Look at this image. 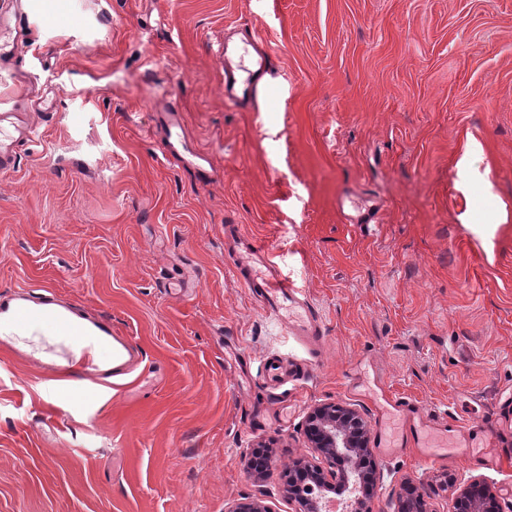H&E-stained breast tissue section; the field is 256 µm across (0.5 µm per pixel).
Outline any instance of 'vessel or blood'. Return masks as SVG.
Listing matches in <instances>:
<instances>
[{
	"instance_id": "1",
	"label": "vessel or blood",
	"mask_w": 512,
	"mask_h": 512,
	"mask_svg": "<svg viewBox=\"0 0 512 512\" xmlns=\"http://www.w3.org/2000/svg\"><path fill=\"white\" fill-rule=\"evenodd\" d=\"M256 36V31H249L237 46L224 49V102L228 106L254 105L260 82L270 72V57L257 49ZM159 128L163 156H179L185 145L180 112L170 109L161 113ZM31 140V128L14 113H0V170L13 169L18 148ZM228 253L237 277L258 305L285 318L294 338L318 345L322 338L319 318L302 289L281 276L270 245L236 235L228 244ZM23 336L63 351V360L52 368L53 378L78 385L84 401H95L108 379L128 371L117 361L109 321L78 315L52 297L23 292L0 296V345H16ZM371 401L379 421L374 445L381 455L394 456L409 449L421 462L431 463L452 453L491 470L512 463V452L499 448L481 428L460 430L426 415L421 406L403 398L376 394Z\"/></svg>"
}]
</instances>
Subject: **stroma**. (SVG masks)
<instances>
[{"label": "stroma", "instance_id": "35a3bbf8", "mask_svg": "<svg viewBox=\"0 0 512 512\" xmlns=\"http://www.w3.org/2000/svg\"><path fill=\"white\" fill-rule=\"evenodd\" d=\"M0 25V111L37 126L0 172V294L43 289L136 354L86 405L0 349V512H296L284 474L313 455L311 409L373 415L358 366L453 424L512 415V0H0ZM249 27L273 75L231 109L223 43ZM169 106L208 183L163 157ZM352 198L380 202L377 223ZM228 224L305 292L319 353L237 280ZM271 355L306 370L269 383ZM378 465L370 512H397L405 482L455 512L474 479L512 512V466Z\"/></svg>", "mask_w": 512, "mask_h": 512}]
</instances>
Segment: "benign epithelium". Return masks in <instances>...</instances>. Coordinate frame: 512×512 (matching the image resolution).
<instances>
[{
  "instance_id": "obj_1",
  "label": "benign epithelium",
  "mask_w": 512,
  "mask_h": 512,
  "mask_svg": "<svg viewBox=\"0 0 512 512\" xmlns=\"http://www.w3.org/2000/svg\"><path fill=\"white\" fill-rule=\"evenodd\" d=\"M305 435L310 447L340 468L326 470L299 460L292 469L307 475L325 491L354 494L352 512H360L374 497L380 475L369 448L365 418L350 406L321 404L309 414ZM456 502L466 505L465 512H500L495 494L478 480L461 489Z\"/></svg>"
}]
</instances>
